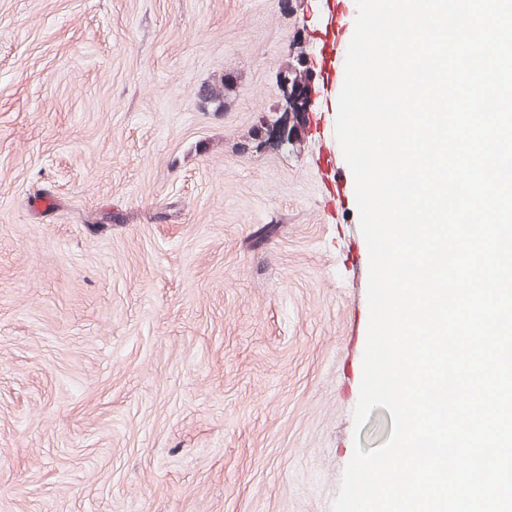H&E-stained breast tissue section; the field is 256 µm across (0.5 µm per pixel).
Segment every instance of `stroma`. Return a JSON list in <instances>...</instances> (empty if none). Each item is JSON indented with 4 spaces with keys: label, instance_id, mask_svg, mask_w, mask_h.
Returning a JSON list of instances; mask_svg holds the SVG:
<instances>
[{
    "label": "stroma",
    "instance_id": "35a3bbf8",
    "mask_svg": "<svg viewBox=\"0 0 512 512\" xmlns=\"http://www.w3.org/2000/svg\"><path fill=\"white\" fill-rule=\"evenodd\" d=\"M334 9L0 0V512H332L389 439L385 408L353 424L369 253L318 67ZM225 75L219 111L198 91ZM271 120L291 138L251 148Z\"/></svg>",
    "mask_w": 512,
    "mask_h": 512
}]
</instances>
